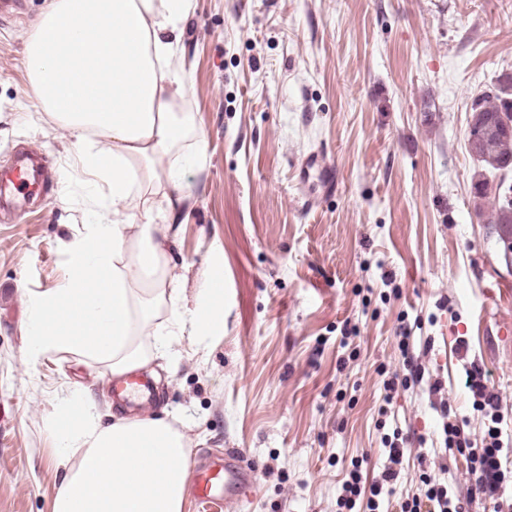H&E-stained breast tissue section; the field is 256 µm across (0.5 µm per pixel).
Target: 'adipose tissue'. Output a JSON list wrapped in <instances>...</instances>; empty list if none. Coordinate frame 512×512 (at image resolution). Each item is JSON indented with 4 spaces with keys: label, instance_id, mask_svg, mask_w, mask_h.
Segmentation results:
<instances>
[{
    "label": "adipose tissue",
    "instance_id": "obj_1",
    "mask_svg": "<svg viewBox=\"0 0 512 512\" xmlns=\"http://www.w3.org/2000/svg\"><path fill=\"white\" fill-rule=\"evenodd\" d=\"M191 0H46L25 47L32 91L74 140L91 177L92 216L67 243L71 272L31 299L24 357L75 353L113 375L170 355L173 339L204 341L223 320L212 298L153 319L170 275L164 242L185 201L194 154L174 150L194 128L175 112L185 72L172 67ZM165 187V205L146 195ZM153 340L152 351L140 341ZM66 473L54 512H182L186 435L163 418L101 424L90 402L68 399L56 422Z\"/></svg>",
    "mask_w": 512,
    "mask_h": 512
}]
</instances>
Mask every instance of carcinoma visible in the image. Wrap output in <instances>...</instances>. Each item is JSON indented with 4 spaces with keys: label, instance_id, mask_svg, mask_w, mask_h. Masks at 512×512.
Returning <instances> with one entry per match:
<instances>
[{
    "label": "carcinoma",
    "instance_id": "obj_1",
    "mask_svg": "<svg viewBox=\"0 0 512 512\" xmlns=\"http://www.w3.org/2000/svg\"><path fill=\"white\" fill-rule=\"evenodd\" d=\"M471 112L486 131L469 145V151L491 175H500L495 183L487 180L475 183L474 194L485 199L490 190L496 189L500 196L512 198V183L508 178L512 171V130L502 132L498 129L501 115L512 113V73L499 75L493 89L481 94ZM491 210V223L500 230L512 231V202L504 207L493 204Z\"/></svg>",
    "mask_w": 512,
    "mask_h": 512
}]
</instances>
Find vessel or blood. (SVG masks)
I'll return each mask as SVG.
<instances>
[{"label":"vessel or blood","mask_w":512,"mask_h":512,"mask_svg":"<svg viewBox=\"0 0 512 512\" xmlns=\"http://www.w3.org/2000/svg\"><path fill=\"white\" fill-rule=\"evenodd\" d=\"M302 169L315 175L321 187L335 189L337 180L324 158L313 153L304 158ZM45 179L42 161L38 155L17 156L10 167L0 172V189L11 188L21 194L40 188ZM112 392L118 398H143L151 395L147 380L131 373L114 379ZM256 484V473L245 466L240 452L225 454L223 461L210 466L195 465L192 471V496L198 506V512H221L228 502H237L248 489Z\"/></svg>","instance_id":"b4317fda"}]
</instances>
